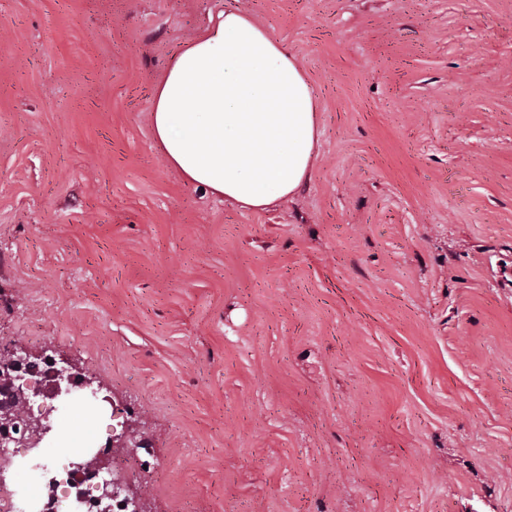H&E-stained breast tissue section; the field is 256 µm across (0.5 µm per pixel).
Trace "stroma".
<instances>
[{
  "instance_id": "1",
  "label": "stroma",
  "mask_w": 512,
  "mask_h": 512,
  "mask_svg": "<svg viewBox=\"0 0 512 512\" xmlns=\"http://www.w3.org/2000/svg\"><path fill=\"white\" fill-rule=\"evenodd\" d=\"M318 95L293 198L250 213L153 139L223 7ZM512 0H0V347L135 424L147 512H512Z\"/></svg>"
}]
</instances>
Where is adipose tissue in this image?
<instances>
[{"mask_svg":"<svg viewBox=\"0 0 512 512\" xmlns=\"http://www.w3.org/2000/svg\"><path fill=\"white\" fill-rule=\"evenodd\" d=\"M150 123L168 167L246 211L295 196L317 155L312 83L287 46L237 8L211 16L174 57Z\"/></svg>","mask_w":512,"mask_h":512,"instance_id":"obj_1","label":"adipose tissue"}]
</instances>
